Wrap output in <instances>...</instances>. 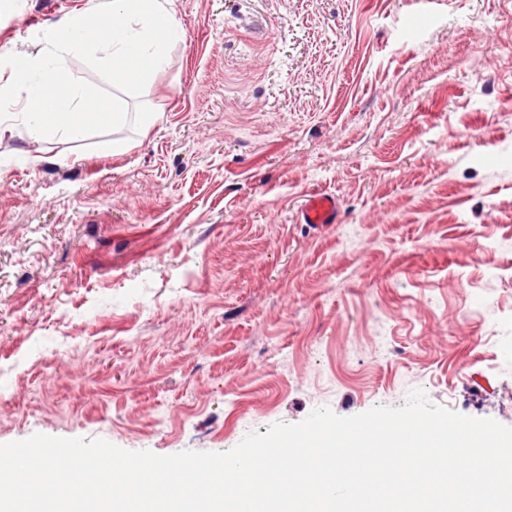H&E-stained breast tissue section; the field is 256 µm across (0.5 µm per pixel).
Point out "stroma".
<instances>
[{"mask_svg":"<svg viewBox=\"0 0 512 512\" xmlns=\"http://www.w3.org/2000/svg\"><path fill=\"white\" fill-rule=\"evenodd\" d=\"M99 2L0 0V57ZM173 8L149 132L0 137V444L226 452L414 389L512 426V0ZM338 217L337 199L334 195L326 193L307 195L299 210L301 224H336Z\"/></svg>","mask_w":512,"mask_h":512,"instance_id":"stroma-1","label":"stroma"}]
</instances>
